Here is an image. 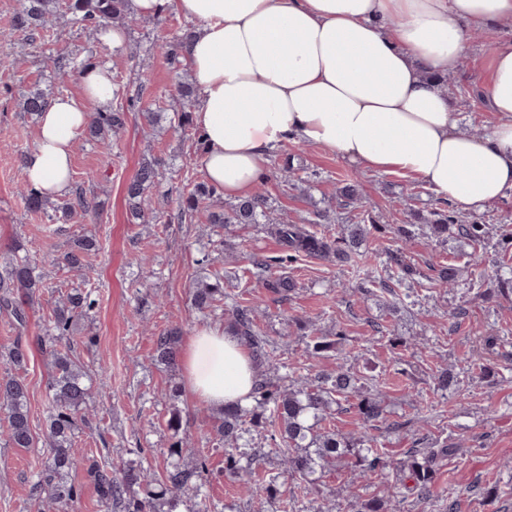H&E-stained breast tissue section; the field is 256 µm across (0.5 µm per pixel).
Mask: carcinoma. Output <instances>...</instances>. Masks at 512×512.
<instances>
[{
	"mask_svg": "<svg viewBox=\"0 0 512 512\" xmlns=\"http://www.w3.org/2000/svg\"><path fill=\"white\" fill-rule=\"evenodd\" d=\"M65 4L72 20L92 29L107 28L116 20L127 18L125 0H20L14 17L13 29L29 32L30 42H36L35 35L52 24L57 5ZM191 37V30L172 37H163L158 45L160 53L174 69L181 66L182 51ZM54 70L60 76L76 70L74 58L59 53L52 58ZM176 92L182 99L178 113L177 127L192 126L193 89L183 82L177 83ZM51 93L35 89L27 93L22 101V111L30 118H36L44 111ZM123 127L121 110L102 109L91 113L89 136L104 149L111 148L112 135ZM164 163L159 159L143 162L134 177L126 185V199L131 216L141 224L154 223L159 216L150 207L146 191L158 183L160 169ZM21 200L30 212L41 213L49 200L32 187L26 185L20 191ZM215 190L207 182H195L185 193L179 195L178 217L187 219L196 213H208L209 223L215 226L228 224H260L263 231L278 240L282 247L279 256L270 259L254 255L251 257L253 275L268 292L289 299L296 292L297 284L281 271L287 263H294L302 257H310L326 263L346 262L372 235L375 226L362 213L356 212L360 198V185L354 180L343 183L336 190V207L346 214L345 224L338 235L328 236L314 230L321 223L323 214L315 213L308 224H290L270 217L268 198L255 193L239 200L220 211L210 210L209 200ZM64 213L86 215L97 210L95 195L76 188L74 197L63 206ZM429 235L437 240L448 239V230L457 225L462 235L476 245L484 240L486 225L473 221L459 223L455 212L438 209L424 220ZM95 248V241L87 235H73L70 245L61 254L47 253L42 256L24 251L20 243L14 247V254L0 266V312H5L19 331H24L33 305L36 289L42 287L41 269L46 265H63L70 269L86 271V255ZM24 255H19V252ZM385 267L397 269L402 280L417 275L416 268L407 262L403 252L389 250L385 253ZM497 298L512 300V276H495V288L491 289ZM224 299L222 277L215 274L212 281L205 277L197 279L191 293L192 305L200 310H212ZM91 292L73 288L60 296L48 317L45 336L40 339L48 356L52 376L48 384L50 410L43 432V445L51 450L49 460L37 472L33 489L43 512H65L73 508L81 496L80 487L68 481L69 474L81 465L93 479L100 503L107 512H176L178 506L188 499H195L193 512H210L211 504L202 493L208 474V456L200 453L189 460L170 463L163 478L158 479L145 467L140 451L130 450L131 458L117 467L105 459L84 458L75 454L73 439L79 427L93 428L94 418L89 413L93 399L94 385L90 370L73 354L71 345H61L62 340L72 335L77 321L83 319L94 307ZM257 307L233 303L224 309L228 330L251 351L255 369L253 390L254 405L243 407L228 405L220 411L213 429L218 441L225 446L224 471L244 478L243 488L252 498L263 499L278 505L274 512H288L286 492L280 490L273 480L266 481L259 476L264 453L250 447L246 435L269 418L280 425L279 444L283 454L284 469L288 475L300 480L304 489L312 490L319 485L325 469L336 464L350 466L359 476L369 473L394 471L402 480L411 482L409 490L423 501L432 496L435 467L439 461L453 456L458 449L447 443H435L421 452L414 450L403 460L394 462L374 448L375 438L339 436L336 432L321 426L330 415L332 407L342 398L356 399V416L360 424L372 426L387 420L388 410L380 394L362 392L356 387L355 377L350 368L339 364L333 373L318 372L312 379H297L295 370L288 369V384L275 382L269 372L283 367L269 349L268 341L259 332L255 314ZM182 329L175 326L164 329L156 336V359L167 366L175 364L178 355ZM7 364L12 372L0 377V410L4 412L6 426L3 432L7 448H33L36 436L32 428L29 393L25 379L16 371L27 367L30 349L23 336H17L6 352ZM168 429L177 441L172 445L170 455L180 454L183 447L185 426L179 411L171 412L167 421ZM143 489L135 495L134 487ZM355 512H388L387 502L371 497L354 502Z\"/></svg>",
	"mask_w": 512,
	"mask_h": 512,
	"instance_id": "1",
	"label": "carcinoma"
}]
</instances>
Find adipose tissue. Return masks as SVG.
I'll use <instances>...</instances> for the list:
<instances>
[{
  "instance_id": "ef3b65f1",
  "label": "adipose tissue",
  "mask_w": 512,
  "mask_h": 512,
  "mask_svg": "<svg viewBox=\"0 0 512 512\" xmlns=\"http://www.w3.org/2000/svg\"><path fill=\"white\" fill-rule=\"evenodd\" d=\"M196 27L183 54L196 88L209 185L252 194L273 153L303 140L377 172L424 181L461 210L512 191V43L500 44L484 98L496 116L481 137L460 129L441 86L466 33L512 32V0H174ZM82 99L61 95L38 120L27 183L49 199L71 189L75 142L118 85L110 64L81 73ZM185 384L213 408L246 404L250 356L223 326L199 329L183 354Z\"/></svg>"
}]
</instances>
